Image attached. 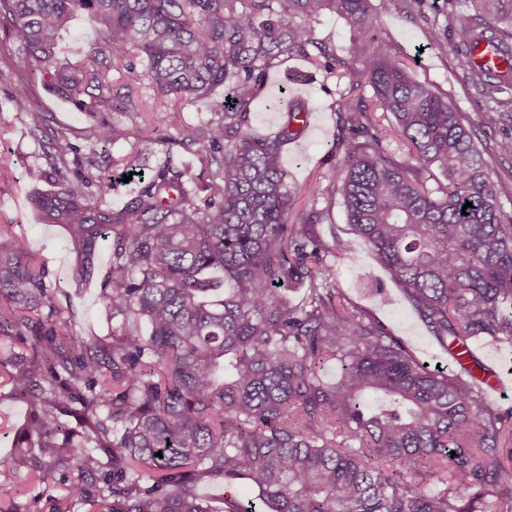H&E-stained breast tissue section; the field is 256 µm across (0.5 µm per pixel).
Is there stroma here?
Instances as JSON below:
<instances>
[{"label": "stroma", "instance_id": "35a3bbf8", "mask_svg": "<svg viewBox=\"0 0 512 512\" xmlns=\"http://www.w3.org/2000/svg\"><path fill=\"white\" fill-rule=\"evenodd\" d=\"M446 11L445 0H422L420 13L410 14L402 0H397L391 12L380 17L374 43L353 44L345 21L336 16L325 17L316 26L315 36L333 48L337 57L347 61L365 53H396L412 77L448 96L466 119L475 124L479 145L488 151L486 160L503 210L512 215V156L496 151L497 144L512 135V89L504 90L502 97L507 104L500 107L495 123L481 124L488 103L470 85L464 84L457 73L456 59L445 34ZM306 66V61L296 57L280 59L256 102L253 127L261 135H270L277 130L281 115L271 107L277 98L300 96L308 101L314 128L284 147L282 161L290 183L297 190V208L312 207L328 214L318 229L329 249L327 260L336 266L337 287L352 303L372 312L394 335L400 336L428 367H451L448 352L438 345L404 300L373 252L364 245L353 244L350 227L336 196L314 192L318 177L330 174L338 161L332 152L338 134V108L349 95L352 78L320 68L308 84L289 82V72ZM205 114V109L191 105H160L152 101L143 112L108 113V120L121 130L122 135L97 145L95 153L105 173L112 178L113 205H120L131 189L130 184L123 181L122 168L115 166V158L138 150L142 169L148 173L164 159L168 150L163 142H139L133 135L134 130L145 124L172 128L183 122L196 121ZM33 127L29 111L17 108L0 85V154L11 159L9 169L0 172V223L21 225L30 248L45 260L50 280L70 293L81 319L92 330L106 334L111 331L112 323L98 303L97 286L81 289L72 278L74 256L68 248L62 225L42 223L30 202L32 187L26 172L32 166L47 162L42 143L32 132Z\"/></svg>", "mask_w": 512, "mask_h": 512}]
</instances>
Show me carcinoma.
Returning <instances> with one entry per match:
<instances>
[{"instance_id":"1","label":"carcinoma","mask_w":512,"mask_h":512,"mask_svg":"<svg viewBox=\"0 0 512 512\" xmlns=\"http://www.w3.org/2000/svg\"><path fill=\"white\" fill-rule=\"evenodd\" d=\"M394 3L0 0V33L17 58L0 81L21 109L34 108L39 86L70 102L88 117L76 135L88 146L115 137L103 113L140 110L136 84L183 103L224 95L210 117L172 134L139 131L177 152L148 176L137 154L119 159L137 186L118 208L94 154L78 158L71 133L34 113L48 166L28 179L53 190L32 205L64 227L73 279L101 278L105 311L126 323L103 336L80 326L37 254L0 224V377L5 396L28 407L11 459L0 461L1 488L23 464L45 490L65 486L55 512L77 501L89 512H252L239 485L269 512H493L488 498L512 501V450L502 445L512 409L493 407L467 366L428 369L336 288L316 227L323 212L303 209L288 223L295 197L282 150L303 132L308 101L278 107L272 135L252 127L284 55L370 86L408 158L391 156L369 105L349 99L324 189L441 346L512 341V218L473 126L397 56L368 54L356 69L313 36L335 15L371 43ZM447 3L462 78L493 100L512 82V0ZM78 17L95 35L63 60ZM482 41L508 71L474 61ZM120 69L130 83L112 81ZM295 286L306 288L298 302L285 294ZM330 360L342 366L333 384L320 374ZM216 477L222 511L199 494Z\"/></svg>"}]
</instances>
